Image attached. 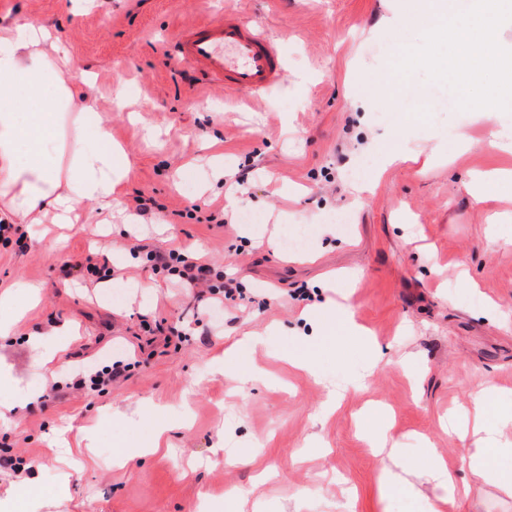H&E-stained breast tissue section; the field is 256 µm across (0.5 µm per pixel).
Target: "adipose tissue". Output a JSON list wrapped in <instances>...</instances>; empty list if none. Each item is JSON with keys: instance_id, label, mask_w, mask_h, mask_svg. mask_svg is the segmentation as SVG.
Instances as JSON below:
<instances>
[{"instance_id": "ef3b65f1", "label": "adipose tissue", "mask_w": 512, "mask_h": 512, "mask_svg": "<svg viewBox=\"0 0 512 512\" xmlns=\"http://www.w3.org/2000/svg\"><path fill=\"white\" fill-rule=\"evenodd\" d=\"M75 68L59 32L25 17L0 22V222L37 224L48 215L69 224L77 211L111 207L119 196L130 161L94 117L93 80L75 88ZM500 401L489 386L448 417L450 430L474 439L459 460L470 481L425 449L430 464L419 477L434 492L427 512H457L478 496L496 456L512 455L503 433L512 415L500 412Z\"/></svg>"}]
</instances>
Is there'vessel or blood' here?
<instances>
[{
	"label": "vessel or blood",
	"mask_w": 512,
	"mask_h": 512,
	"mask_svg": "<svg viewBox=\"0 0 512 512\" xmlns=\"http://www.w3.org/2000/svg\"><path fill=\"white\" fill-rule=\"evenodd\" d=\"M174 53L177 62L193 68L206 83L254 99L278 85L283 74L275 37L239 15L188 27Z\"/></svg>",
	"instance_id": "1"
}]
</instances>
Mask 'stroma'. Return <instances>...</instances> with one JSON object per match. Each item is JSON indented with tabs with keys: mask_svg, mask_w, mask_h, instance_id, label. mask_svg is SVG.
<instances>
[{
	"mask_svg": "<svg viewBox=\"0 0 512 512\" xmlns=\"http://www.w3.org/2000/svg\"><path fill=\"white\" fill-rule=\"evenodd\" d=\"M415 0H0V17L25 16L62 31L81 71L95 77L94 110L123 144L131 169L102 224H25L0 240V295L39 286L40 304L0 337V364L37 402L0 427L22 458L21 479L0 477V496L27 492L11 512H426L430 485L384 493V466L363 431L389 413L405 470L424 466L422 441L457 469L463 442L440 426L469 393L512 391V182L475 176L512 170V152L488 151L512 132V112L458 109L424 71L401 78L402 50L422 30L386 34L382 19ZM238 14L279 42L284 77L263 98L216 90L173 57L180 32ZM126 92L128 104L114 97ZM448 96L441 112L428 98ZM467 128L473 140L460 149ZM215 140L225 175L205 166ZM438 147L431 163L382 166L394 147ZM247 174L240 223L225 211L227 184ZM347 216L348 228L330 223ZM306 234L300 251L283 249ZM194 246L201 263L236 278L244 298H199L132 258L134 244ZM107 255L109 284L70 275V264ZM306 288L308 299L294 291ZM348 317L323 332L328 301ZM370 333L365 345L348 329ZM66 349L40 364L31 334ZM244 335L258 338L241 366L214 372L212 357ZM127 362L98 393H52L66 372ZM167 427L154 454L113 467ZM79 465L57 507V450Z\"/></svg>",
	"mask_w": 512,
	"mask_h": 512,
	"instance_id": "1",
	"label": "stroma"
}]
</instances>
